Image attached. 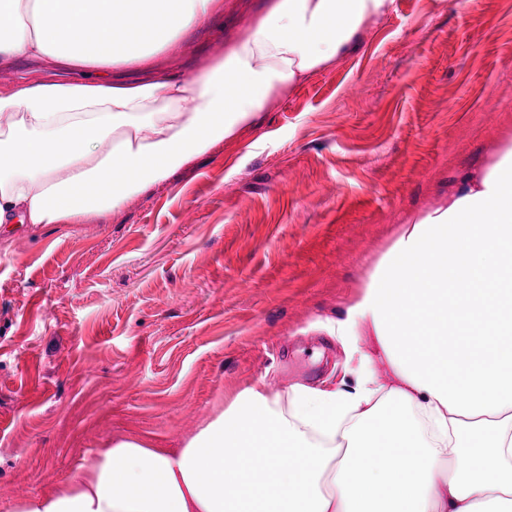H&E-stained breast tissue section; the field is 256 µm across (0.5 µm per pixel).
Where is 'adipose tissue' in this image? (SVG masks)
Masks as SVG:
<instances>
[{"instance_id": "adipose-tissue-1", "label": "adipose tissue", "mask_w": 512, "mask_h": 512, "mask_svg": "<svg viewBox=\"0 0 512 512\" xmlns=\"http://www.w3.org/2000/svg\"><path fill=\"white\" fill-rule=\"evenodd\" d=\"M394 5L273 0L222 59L116 79L223 0H0V69L44 67L0 89V233L121 209L356 51ZM366 331L352 387L256 382L181 447L115 438L15 512H512L511 146L404 225L336 324Z\"/></svg>"}]
</instances>
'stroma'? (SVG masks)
Listing matches in <instances>:
<instances>
[{
    "mask_svg": "<svg viewBox=\"0 0 512 512\" xmlns=\"http://www.w3.org/2000/svg\"><path fill=\"white\" fill-rule=\"evenodd\" d=\"M268 0L180 40L222 56ZM512 145V0H395L259 125L81 224L0 239V512L119 435L181 441L245 387L349 386L330 329L410 216Z\"/></svg>",
    "mask_w": 512,
    "mask_h": 512,
    "instance_id": "1",
    "label": "stroma"
}]
</instances>
